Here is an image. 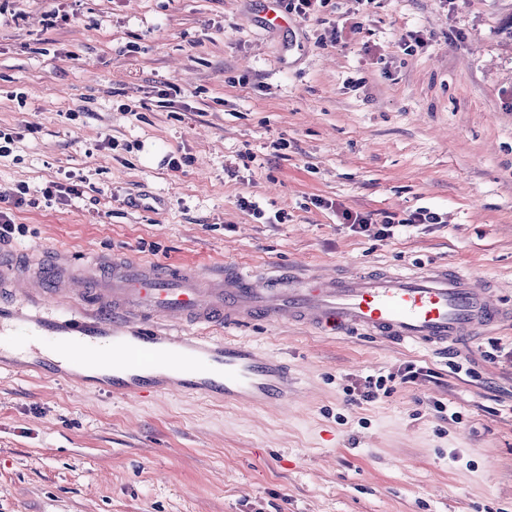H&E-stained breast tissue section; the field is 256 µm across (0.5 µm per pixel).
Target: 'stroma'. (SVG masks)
Masks as SVG:
<instances>
[{
	"label": "stroma",
	"instance_id": "stroma-1",
	"mask_svg": "<svg viewBox=\"0 0 512 512\" xmlns=\"http://www.w3.org/2000/svg\"><path fill=\"white\" fill-rule=\"evenodd\" d=\"M264 7L0 0V131L17 138L0 195L30 199L0 249L67 251L92 288L94 258L115 255L201 273L445 265L512 302V0H331L282 28ZM58 10L69 23L48 28ZM52 181L79 193L47 201ZM422 207L441 223L384 239L339 217ZM181 333L279 359L294 401L129 399L4 352L0 512H512L511 326L460 354L290 323ZM409 364L422 375L399 381ZM370 376L388 392L349 403Z\"/></svg>",
	"mask_w": 512,
	"mask_h": 512
}]
</instances>
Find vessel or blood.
Listing matches in <instances>:
<instances>
[{"label":"vessel or blood","mask_w":512,"mask_h":512,"mask_svg":"<svg viewBox=\"0 0 512 512\" xmlns=\"http://www.w3.org/2000/svg\"><path fill=\"white\" fill-rule=\"evenodd\" d=\"M67 259L32 269L0 255V296L28 294L34 314L0 312V337H26L33 356L67 348L112 369V389L141 397L191 390L247 406L288 402V371L256 349L209 336L160 332L158 320L186 324L298 322L331 334L363 332L395 343L455 345L491 326L512 323V306L465 270L364 272L302 278L225 270L217 279L161 272L153 264L113 259L94 288L66 277ZM77 297L83 315L59 306Z\"/></svg>","instance_id":"vessel-or-blood-1"}]
</instances>
